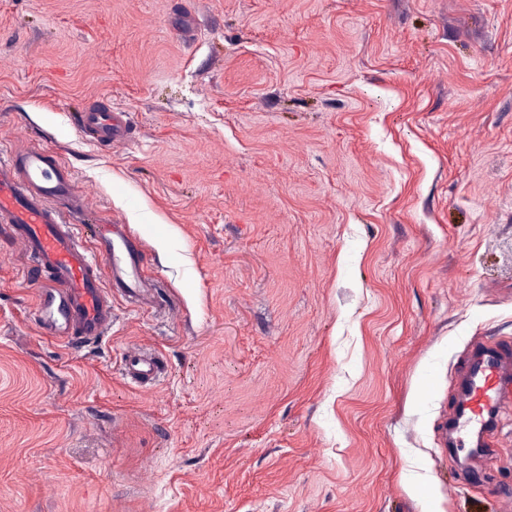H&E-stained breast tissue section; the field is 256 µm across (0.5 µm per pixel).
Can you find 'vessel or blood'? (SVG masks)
<instances>
[{
  "label": "vessel or blood",
  "instance_id": "b4317fda",
  "mask_svg": "<svg viewBox=\"0 0 512 512\" xmlns=\"http://www.w3.org/2000/svg\"><path fill=\"white\" fill-rule=\"evenodd\" d=\"M82 129L98 144L112 147L129 139L127 113L102 103L80 116ZM73 175L57 154L18 146L0 155V229L43 279L38 296L43 331L61 340L92 341L111 328L112 294L138 299L144 291L142 248L119 221L90 227L93 247H86L74 225L65 223L60 206L81 208L74 195ZM474 362L464 377L463 413L451 431L483 438L502 408L512 403V350H472ZM126 375L149 382L159 371L156 360L132 347L122 357Z\"/></svg>",
  "mask_w": 512,
  "mask_h": 512
}]
</instances>
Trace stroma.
<instances>
[{
    "instance_id": "obj_1",
    "label": "stroma",
    "mask_w": 512,
    "mask_h": 512,
    "mask_svg": "<svg viewBox=\"0 0 512 512\" xmlns=\"http://www.w3.org/2000/svg\"><path fill=\"white\" fill-rule=\"evenodd\" d=\"M19 140L157 301L67 347L0 235V512H505L512 411L478 455L441 424L512 343V0H0ZM80 125L101 146L113 147L130 140L127 113L103 101L80 115ZM124 372L144 383L149 382L159 371L158 361L148 358L138 347L126 350L122 357Z\"/></svg>"
}]
</instances>
